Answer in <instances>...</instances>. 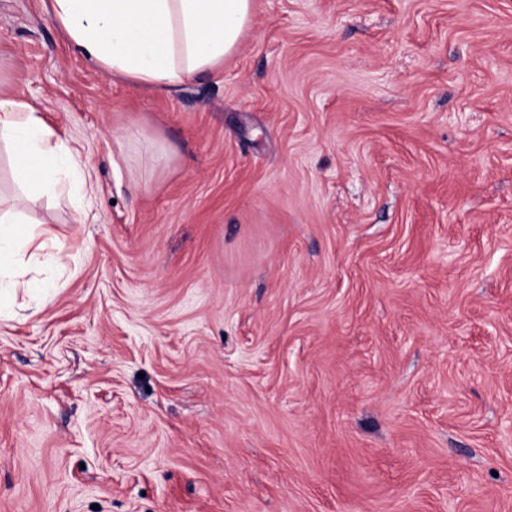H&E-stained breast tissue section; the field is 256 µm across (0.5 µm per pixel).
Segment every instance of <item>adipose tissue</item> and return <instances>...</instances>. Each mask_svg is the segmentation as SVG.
<instances>
[{
	"instance_id": "1",
	"label": "adipose tissue",
	"mask_w": 512,
	"mask_h": 512,
	"mask_svg": "<svg viewBox=\"0 0 512 512\" xmlns=\"http://www.w3.org/2000/svg\"><path fill=\"white\" fill-rule=\"evenodd\" d=\"M55 23L80 55L137 88L175 87L223 66L252 22V0H51ZM0 142L24 189L0 209V289L23 288L28 248L60 249L47 229L18 227L26 194L72 190L84 162L28 102L0 98Z\"/></svg>"
}]
</instances>
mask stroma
Here are the masks:
<instances>
[{"label":"stroma","instance_id":"1","mask_svg":"<svg viewBox=\"0 0 512 512\" xmlns=\"http://www.w3.org/2000/svg\"><path fill=\"white\" fill-rule=\"evenodd\" d=\"M0 96L89 173L0 297V512H512V0H254L172 90L0 0Z\"/></svg>","mask_w":512,"mask_h":512}]
</instances>
